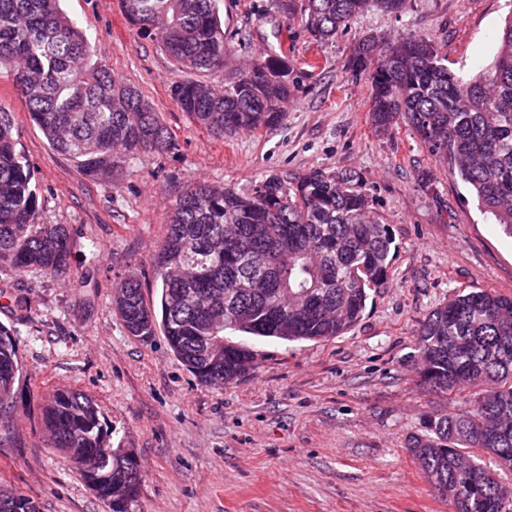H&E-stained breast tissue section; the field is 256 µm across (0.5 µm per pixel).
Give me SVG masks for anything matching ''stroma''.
Returning <instances> with one entry per match:
<instances>
[{"label": "stroma", "mask_w": 512, "mask_h": 512, "mask_svg": "<svg viewBox=\"0 0 512 512\" xmlns=\"http://www.w3.org/2000/svg\"><path fill=\"white\" fill-rule=\"evenodd\" d=\"M267 5L219 0L230 41L214 85L263 55L275 25ZM61 7L95 58L153 104L177 148L146 155L112 181L93 179L49 146L0 77V109L11 113L30 164L38 221L66 225L71 246L60 276L0 265V324L17 329L22 365L12 412L0 420V486L19 488L40 512H110L41 427L43 398L71 389L95 399L113 446L137 459L134 512H453L408 451L424 412L459 407L420 383L417 333L457 291L512 297V238L408 127L374 130L368 73L351 57L367 39L380 53L401 37L429 35L449 67L470 78L491 63L512 0L373 8L323 44L294 28L284 121L224 139L171 98L178 72L126 21L121 0ZM314 170L357 173L395 236L388 282L350 330L317 342L237 334L258 367L221 388L201 385L163 334L142 341L127 333L112 296L132 276L145 300H156L153 257L179 192L198 181L246 192L271 174Z\"/></svg>", "instance_id": "1"}]
</instances>
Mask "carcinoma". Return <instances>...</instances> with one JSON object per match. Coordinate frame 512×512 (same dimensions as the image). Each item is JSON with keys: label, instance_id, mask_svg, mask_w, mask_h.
I'll use <instances>...</instances> for the list:
<instances>
[{"label": "carcinoma", "instance_id": "1", "mask_svg": "<svg viewBox=\"0 0 512 512\" xmlns=\"http://www.w3.org/2000/svg\"><path fill=\"white\" fill-rule=\"evenodd\" d=\"M61 0H0V68L10 76L50 147L91 177L107 181L145 152L176 148L142 92L93 59L87 39ZM218 0H122L128 22L159 45L180 72L170 95L194 123L216 136L280 125L291 95L292 63L270 47L248 70L217 89L228 41ZM401 12L407 0H270L283 45L293 24L315 40L336 37L371 6ZM369 118L379 130L403 123L446 164L503 232L512 237V19L493 63L469 80L448 67L431 36L392 43L370 73ZM32 174L0 110V262L25 273L67 269L70 236L37 222ZM395 237L375 217L350 173L269 175L246 193L206 183L183 190L170 208L154 256L158 300L148 304L126 279L112 305L129 335L161 331L174 354L206 386L249 374L257 357L224 336L233 330L287 342L342 336L363 315L370 292L386 283ZM17 332L0 325V412L21 370ZM420 381L461 396L464 408L423 415L408 451L454 512H512V297L488 290L453 294L418 330ZM43 425L52 447L80 469L76 451L96 455V474L81 472L112 512H133L141 472L111 446L97 403L59 390L46 400ZM489 457V468L483 457ZM0 512H39L34 499L0 488Z\"/></svg>", "mask_w": 512, "mask_h": 512}]
</instances>
